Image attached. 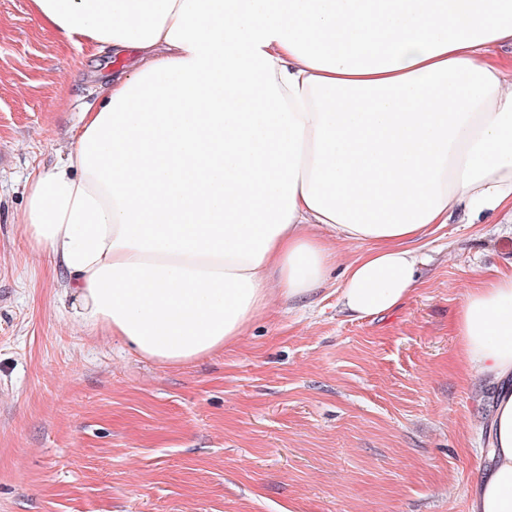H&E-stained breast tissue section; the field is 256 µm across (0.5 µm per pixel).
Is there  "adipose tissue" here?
Returning <instances> with one entry per match:
<instances>
[{
	"label": "adipose tissue",
	"instance_id": "obj_1",
	"mask_svg": "<svg viewBox=\"0 0 512 512\" xmlns=\"http://www.w3.org/2000/svg\"><path fill=\"white\" fill-rule=\"evenodd\" d=\"M76 45L138 63L27 184L29 241L67 274V319L178 365L276 299L339 288L372 317L418 282L434 225L512 220V0H32ZM453 333L492 380L469 512H512V275L478 280Z\"/></svg>",
	"mask_w": 512,
	"mask_h": 512
}]
</instances>
